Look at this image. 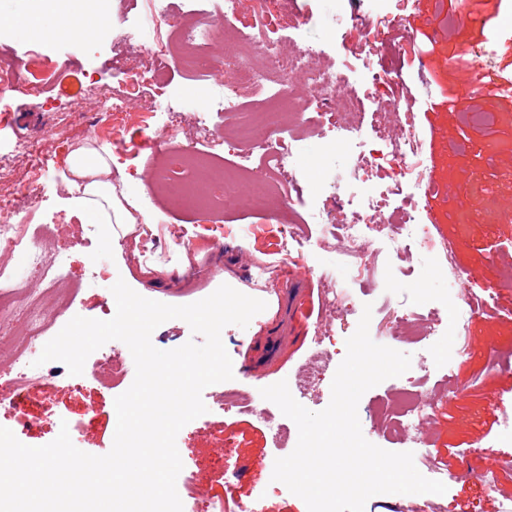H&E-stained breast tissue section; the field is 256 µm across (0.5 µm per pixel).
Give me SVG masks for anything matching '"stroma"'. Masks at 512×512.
Masks as SVG:
<instances>
[{"instance_id":"stroma-1","label":"stroma","mask_w":512,"mask_h":512,"mask_svg":"<svg viewBox=\"0 0 512 512\" xmlns=\"http://www.w3.org/2000/svg\"><path fill=\"white\" fill-rule=\"evenodd\" d=\"M351 7L366 20L376 64L391 66L399 76L397 82L380 85L378 93L401 98L409 106L421 141V165L438 188L437 194L419 200L418 221H436L439 237L455 240L460 269L492 277V250L512 242V211L503 206L512 200V179L496 176L498 162L512 161V95L501 91L506 76L512 75V0H468L466 6H455L465 22L453 30L446 25L444 0H410L402 9L396 0H352ZM387 13L398 14V21L384 22ZM105 25L103 38L76 40L67 52L60 40L20 38L12 25L0 26V42L9 45L0 51V70L18 87L8 115L0 121V194L26 177L43 138H50L55 163L42 178V197H19L15 204L21 224L52 225L55 251L64 263L61 285L72 292L77 315L111 319L116 312L111 287L120 278L141 296L172 305L202 300L224 284L266 302L259 320L222 331L234 377L207 387L202 393L206 413L178 433L183 469L176 488L185 512H193L196 490L223 502L225 512H237L240 504L256 498L266 512H307L302 499L272 479L275 460L293 451L292 446H279L273 433L279 427L293 432L297 426L262 398L261 388L293 380L316 361L322 367L321 380L301 403L312 411L328 406L346 340L360 316L352 314L342 324L331 319L322 298L324 278L362 265L351 294L357 306L371 305L372 337L382 341L393 310H424L438 295L430 280L440 267L413 253L386 260L371 249L358 256L345 253L335 230L323 224L295 225L294 238L281 242L276 231L287 215L276 199L261 213L234 196L226 197L215 213L173 202L155 177L167 158L194 153L229 165L241 153L223 113H210L207 137H198L194 129V113L206 108L210 86L222 83L225 73L216 71L202 80L170 63L165 82L172 111L163 123L147 130L141 126L140 118L156 96L148 85L127 100L122 119H113L103 111V101L122 92L133 68L153 67L145 47L155 31L142 0H110ZM461 53L481 60L488 77L483 89H468L465 71L451 65V57ZM36 55L54 61L56 69L44 93L33 97L24 85ZM471 113L489 114L493 121L464 124V116ZM21 139L30 141L31 155H15ZM461 139L467 149L452 152L451 144ZM88 143L108 149L113 184L133 191L141 209L154 216L147 230L131 233L118 224H93L68 205L67 160ZM300 165L303 194L295 209L305 212L309 200H333L336 186L328 169L307 158ZM173 224L184 230L185 247L173 248L167 233ZM105 252L110 258L104 262L100 256ZM253 264L266 267L262 280L251 278ZM390 266L397 275L389 282L385 274ZM291 271L302 276L293 305L283 292ZM497 299L501 313L482 310L476 315L475 345L468 355H455V340L448 335L434 351L415 337L399 340L403 353L415 360L428 357L431 368L409 369L364 393L358 416L377 425L371 443L388 451L413 452L422 473L429 459L452 472L469 449H512V436L503 431V418L512 413V315L506 311L512 305V288L499 290ZM492 353L498 360L494 368L488 365ZM133 381L129 374L107 388L90 372L73 376L63 363L49 362L40 384L21 399L28 426L16 425L12 431L23 444L42 446L57 437L60 420L66 419L87 440L88 453L106 454L112 446L114 400ZM450 382L463 392L440 402L425 447H413L391 430L386 407L400 393L434 395ZM228 395L253 399L256 413L225 411ZM496 483V492L487 497L475 481L453 482L431 509L416 494H381L376 512H505L512 506V469L499 470Z\"/></svg>"}]
</instances>
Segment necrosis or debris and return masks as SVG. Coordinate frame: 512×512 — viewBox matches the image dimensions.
Listing matches in <instances>:
<instances>
[{
	"label": "necrosis or debris",
	"mask_w": 512,
	"mask_h": 512,
	"mask_svg": "<svg viewBox=\"0 0 512 512\" xmlns=\"http://www.w3.org/2000/svg\"><path fill=\"white\" fill-rule=\"evenodd\" d=\"M291 15L298 18L294 33L290 39H281L278 32L282 22ZM347 19L341 5L319 21L302 12L298 0H279V9L273 13L246 9L244 0H223L221 17L199 16L191 37L181 44L157 36L149 49L157 61L172 59L193 71L206 59L215 67H233L231 80L213 96L208 109L238 118V137L248 144L250 153L266 162L268 179L251 180L245 169L216 170L190 155L180 156L179 161L194 166L200 179L210 186L207 206L216 205L224 195L248 182L252 185L248 201L257 212L266 207L265 184L269 181L277 188L281 202L291 203V191L299 187L301 178L296 159L303 151H311L326 166L356 165L362 177L336 185L340 203L336 225L345 251L357 254L375 246L389 256L404 250L438 248L439 264L452 295L434 299L428 312V333L453 335L456 354H469L474 341L470 332L474 311L479 306L488 307L490 292L474 287L473 274L457 267L454 241L435 242L433 225L416 220L415 194L426 181L425 170L415 162L420 138L414 123L395 128L388 125V117L399 112L403 104L398 98L385 99L377 94L379 85L396 80V73L386 68L370 70L361 93L351 94L345 90L342 73L329 65L333 50L330 35ZM300 74L309 89L307 97H298L283 86L265 95L270 78L283 83ZM249 91L256 93V100L246 101ZM367 101L374 107L369 115L362 110ZM283 111L289 112L297 126L322 127L339 115L353 134L331 155L318 146H307L305 140L284 138L278 118ZM366 125L372 131L367 139L361 135ZM393 195L401 196L402 206L390 218L386 211ZM15 217L13 199L0 196V252L19 255L20 268L33 269L39 281L38 287H23L20 268L0 266V333L9 335L12 343V362L8 368H0V410L12 413L23 424L27 417L19 411L18 400L39 377L32 363L41 354L57 314L67 311L72 301L59 292L60 278L47 225H37L24 236L17 231ZM381 223L386 226L385 233L372 239V232ZM436 403V398L425 397L392 406L400 435L423 443Z\"/></svg>",
	"instance_id": "necrosis-or-debris-1"
}]
</instances>
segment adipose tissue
<instances>
[{
    "instance_id": "ef3b65f1",
    "label": "adipose tissue",
    "mask_w": 512,
    "mask_h": 512,
    "mask_svg": "<svg viewBox=\"0 0 512 512\" xmlns=\"http://www.w3.org/2000/svg\"><path fill=\"white\" fill-rule=\"evenodd\" d=\"M0 21L13 24L20 36L45 34L66 39L81 37L95 40L105 35L107 28L88 19L87 11L61 9L50 14L35 12L30 0H0ZM110 154L106 149L89 145L75 150L69 160L70 187L74 192L71 205L82 210L96 224H151L148 214L133 215L117 196L110 176Z\"/></svg>"
}]
</instances>
